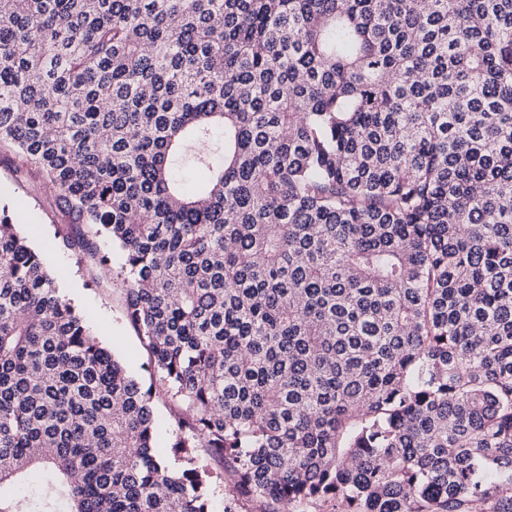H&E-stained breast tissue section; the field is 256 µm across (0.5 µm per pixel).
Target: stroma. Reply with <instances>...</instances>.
Listing matches in <instances>:
<instances>
[{
	"instance_id": "1",
	"label": "stroma",
	"mask_w": 512,
	"mask_h": 512,
	"mask_svg": "<svg viewBox=\"0 0 512 512\" xmlns=\"http://www.w3.org/2000/svg\"><path fill=\"white\" fill-rule=\"evenodd\" d=\"M19 166L13 151L0 149V207L7 209L31 247L58 276L63 295L84 314L90 329L131 374L149 380L153 368L136 331L122 316L118 283L104 278L89 285L86 273L77 268L75 253L60 241L59 233L69 218L56 206V190L36 173L20 171Z\"/></svg>"
}]
</instances>
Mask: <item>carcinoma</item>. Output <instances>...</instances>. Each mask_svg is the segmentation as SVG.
<instances>
[{"label":"carcinoma","mask_w":512,"mask_h":512,"mask_svg":"<svg viewBox=\"0 0 512 512\" xmlns=\"http://www.w3.org/2000/svg\"><path fill=\"white\" fill-rule=\"evenodd\" d=\"M0 147L156 372L3 214L0 512H512V0H0ZM155 421V449L163 457L171 456L170 445L176 435L177 424L169 406L162 401L156 403L154 408Z\"/></svg>","instance_id":"carcinoma-1"}]
</instances>
